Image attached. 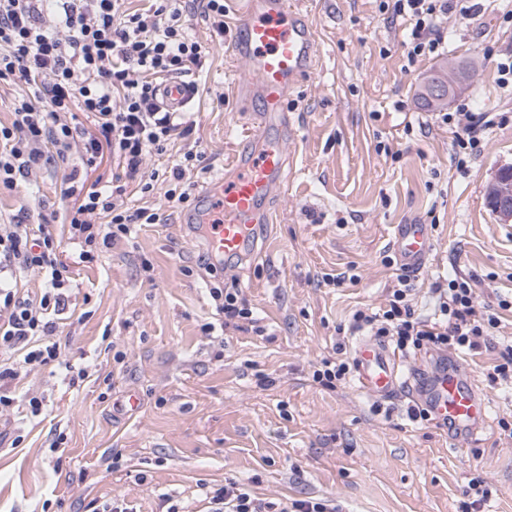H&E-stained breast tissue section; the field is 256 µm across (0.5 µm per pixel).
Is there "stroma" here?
<instances>
[{"label":"stroma","mask_w":512,"mask_h":512,"mask_svg":"<svg viewBox=\"0 0 512 512\" xmlns=\"http://www.w3.org/2000/svg\"><path fill=\"white\" fill-rule=\"evenodd\" d=\"M298 2L320 59L289 96L286 185L260 255L207 268L204 240L171 220L163 195L128 185L126 202L156 209L161 221L136 226L86 266L68 246L66 355L89 376L71 387L48 367L19 383L18 394H44L48 406L24 423L0 414V430L19 426L24 436L0 449V512H84L119 496L136 512H159L163 494L181 512H206L200 483L227 478L266 502L329 497L344 512H464L477 478L488 491L477 512H512V434L501 428L512 420V389L488 378L512 345V310L461 357L491 403L463 447L449 443L446 424L412 420L408 392L379 399L353 378L334 389L312 379L322 359L352 357L356 310L386 306L401 273L396 225L433 227L427 264L409 274L417 315H433L431 288L454 273L474 280L478 305L512 295V223L485 201L494 173L512 166V90L496 65L512 51V0H484L472 20L450 17L442 57L412 64L410 22L382 11L381 0ZM225 6L223 36L201 17L190 21L209 49L185 114L207 157L189 175L193 194L207 172L223 170L250 119L225 53L243 4ZM459 61L474 71L452 105L508 116L462 170L447 127L417 99L426 74ZM62 177L34 172L0 194V217L23 211L41 223L63 206ZM340 273L344 284L326 282ZM220 284L241 290L253 322L224 326L209 296ZM208 323L223 333H204ZM130 390L142 399L134 415L118 409ZM58 439L60 453L51 449Z\"/></svg>","instance_id":"stroma-1"}]
</instances>
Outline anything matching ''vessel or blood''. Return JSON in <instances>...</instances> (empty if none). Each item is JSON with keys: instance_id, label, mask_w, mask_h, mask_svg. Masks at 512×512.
Masks as SVG:
<instances>
[{"instance_id": "b4317fda", "label": "vessel or blood", "mask_w": 512, "mask_h": 512, "mask_svg": "<svg viewBox=\"0 0 512 512\" xmlns=\"http://www.w3.org/2000/svg\"><path fill=\"white\" fill-rule=\"evenodd\" d=\"M227 52L244 61L236 91L258 110L248 139L222 172L202 184L183 220L198 225L215 261L241 263L255 257L274 221L271 202L281 193L287 164L285 104L296 84L316 70L319 48L292 0H245ZM193 98L188 81L170 79L160 86L159 105L167 111H186ZM393 247L405 270L422 269L432 250L429 225H397ZM355 362L362 390L380 398L410 390L457 440L468 439L488 413L487 399L476 393L460 363L421 382L415 372H403L399 357L377 339L358 343Z\"/></svg>"}]
</instances>
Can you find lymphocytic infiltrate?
Instances as JSON below:
<instances>
[{
	"label": "lymphocytic infiltrate",
	"mask_w": 512,
	"mask_h": 512,
	"mask_svg": "<svg viewBox=\"0 0 512 512\" xmlns=\"http://www.w3.org/2000/svg\"><path fill=\"white\" fill-rule=\"evenodd\" d=\"M43 0H0V82L26 84L28 97L13 104L11 124H0V189L50 164H63L74 144H81L87 164L109 151L126 179L141 192L155 189L146 177L149 155L163 154L178 139L189 138L191 124L178 113L162 110L154 80L202 69L209 52L189 33V20L201 16L216 34L224 32V0H149L140 11L125 9L124 0H55L68 39H60L41 22ZM390 13L409 17L408 62L437 57L444 46L440 28L449 14L474 19L477 0H391ZM90 114L96 134L68 124L65 113ZM437 120L453 136L458 165H466L495 121L485 112L462 108L439 113ZM124 186L85 184L77 172L64 175L59 216L79 260L94 262L100 246L130 236L138 224L158 223L148 207L125 204ZM103 216L100 224L91 215ZM62 242L49 225H0V412L26 408L31 416L44 410L37 395L16 394V383L45 366L67 368L59 336L60 317L68 306L69 267ZM41 275L39 298L16 286L22 275ZM386 308L356 311L351 329L389 338L401 351H473L480 339L498 329L499 310L512 300L499 299L498 311H478L472 279H450L435 288L438 317L416 315L407 276L397 278ZM207 512H266L249 485L233 478L203 485Z\"/></svg>",
	"instance_id": "obj_1"
}]
</instances>
